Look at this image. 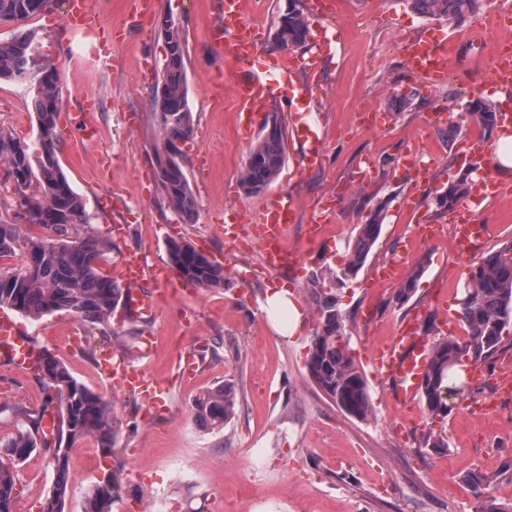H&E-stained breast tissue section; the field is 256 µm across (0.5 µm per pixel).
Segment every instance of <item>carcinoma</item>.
Segmentation results:
<instances>
[{
	"mask_svg": "<svg viewBox=\"0 0 512 512\" xmlns=\"http://www.w3.org/2000/svg\"><path fill=\"white\" fill-rule=\"evenodd\" d=\"M62 0H0V23H22L49 12ZM411 7L426 17L459 20L477 12L480 0H408ZM163 15L161 34L167 55L162 78L150 99L153 119L161 143L154 157L158 177L168 205L186 224L196 221L198 204L184 170L182 154L174 155L170 145L186 142L194 130L186 84L188 48L183 28L167 22ZM308 21L295 7L280 16L270 49L288 52L305 44ZM35 36L20 29L13 38L0 40V81L20 83L32 77L30 105L39 131L40 153L30 151L28 143L0 128V163L13 179L20 206L25 208L24 224L0 222V260L21 257L18 268L0 267V308H10L29 316L42 317L65 310L75 314L88 330L105 334L110 317L125 304V289L101 270L110 241L91 233L79 240L64 235L73 226L88 223L86 202L70 185L58 156L57 131L62 88L56 66L45 55L34 51ZM466 115L490 132L496 126V109L480 99L469 100ZM286 128L280 113L264 118L262 135L252 147L241 175L248 191L268 186L281 174L286 163ZM469 174L437 191L436 210L449 212L466 193ZM383 207H374L370 218L359 227L347 261L339 268L313 272L306 282L311 307L318 315L311 339L307 368L315 384L349 417L366 421L373 413L368 383L359 370L350 346L351 334L346 314L340 306L339 290L357 275L375 245L382 226ZM44 228L59 236L56 242L23 230V225ZM172 266L186 283L199 288L224 287V267L198 251L186 240H173L168 246ZM424 272L419 267L396 293V303L408 302L416 281ZM458 320L466 341L456 336H437L429 342V360L419 386V398L430 420L445 419L452 403L464 398L465 390L452 385L453 375L464 359L487 360L503 344V333L512 324V242L495 249L473 266L458 299ZM39 375L60 396L58 410L49 399L37 414H27L28 427L0 445V512H12L16 491L14 464L39 446L54 445L55 480L40 512H64L70 485L68 455L61 444L73 445L93 437L104 448L114 447L116 431L109 402L101 394L77 382L66 366L47 351L37 354ZM236 396L225 384L202 393L193 406L195 421L203 427H224L235 413ZM55 413L54 441L37 440L46 413ZM499 478L512 480V458L490 476L479 471L466 476L476 499L475 512H512V503L487 499L485 490ZM121 486V474L114 469L103 473L90 488L83 512H112Z\"/></svg>",
	"mask_w": 512,
	"mask_h": 512,
	"instance_id": "carcinoma-1",
	"label": "carcinoma"
}]
</instances>
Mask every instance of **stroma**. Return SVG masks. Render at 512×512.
I'll return each mask as SVG.
<instances>
[{"instance_id":"obj_1","label":"stroma","mask_w":512,"mask_h":512,"mask_svg":"<svg viewBox=\"0 0 512 512\" xmlns=\"http://www.w3.org/2000/svg\"><path fill=\"white\" fill-rule=\"evenodd\" d=\"M212 0H157L153 14L138 26L126 24L122 0H93L105 27L121 31L113 41L105 70L88 67L77 56L83 40L61 21L63 7L25 21L55 64L62 87L61 113L79 108L84 98L97 101L87 120L98 130L88 142L59 122L63 143L60 165L72 188L86 202V231L110 239L109 266L126 254H141L148 268L169 265V240H189L207 256L224 253L227 244L218 227L227 210L256 214L260 204L288 194L298 204L297 222L288 244L304 250L301 264L265 271L259 249L235 253L224 266L220 288H198L174 280L160 296L156 313L136 322L124 309L112 316L106 335L89 334L78 318L61 310L40 318L9 308L19 335L36 349L50 351L79 383L109 401L116 445L105 450L88 437L67 451L71 472L66 512H82V502L105 470H120L122 488L112 512H142L166 501L170 512H474L475 499L465 484L474 470L497 471L507 454L501 445L512 437V404L496 419H479L455 407L443 429L446 451L426 448V417L399 431L401 406L386 381L369 363L372 345L386 341L414 311L437 298L457 310V298L470 270L457 258L447 237L420 241L422 224L447 226V214L431 203L435 192L466 170L457 146L466 138L496 147L499 131L484 132L475 123L458 128L434 123L437 112L460 113L469 100V83L483 87L482 98L497 110L512 107L490 80L491 58L485 29L495 27L498 0H482L481 8L460 20L436 19L411 10L405 0H341L340 9L326 7L309 16L305 51L323 57L321 87L311 97L323 144L320 168L304 163V147L286 139V164L280 176L249 194L240 173L255 137L237 132L232 94L235 70L221 66L210 38L216 18ZM288 0H243L246 20L261 34L268 50L274 24L288 10ZM182 24L188 42L187 85L194 134L182 146L184 168L198 199L195 223H183L169 208L154 165L153 148L161 140L150 108V94L162 77L166 45L158 33L163 14ZM436 27L460 40L458 63L447 79L422 88L405 69L403 38ZM413 92L411 106L394 111V90ZM24 86L0 82V127L23 137L39 151L36 120ZM386 112L381 130L361 125L358 117ZM415 145L429 162L427 182L412 184L401 166L406 146ZM373 159L370 181L360 187L352 179L364 159ZM500 197L485 201V223L494 225L479 254L512 241V174ZM116 194L111 211L99 209L97 197ZM338 195L335 221L326 225L318 246L305 244L312 209ZM383 205L380 236L357 277L340 292L348 317L354 359L368 380L373 415L365 421L346 416L311 379L308 352L317 317L305 290L309 275L324 267H340L360 224L375 205ZM122 234H113L114 226ZM407 249L402 271L424 273L406 304L395 301L401 280L380 284L374 272L387 256ZM290 291L302 323L289 333L287 313L266 309L268 289ZM110 347L132 366L170 381L172 392L163 411H148L133 394H114L101 375L100 350ZM233 386L236 413L223 428L199 426L192 404L201 392ZM53 391L36 371L0 360V442L10 440L25 414L39 411ZM15 512H39L52 488L55 459L34 450L15 466Z\"/></svg>"}]
</instances>
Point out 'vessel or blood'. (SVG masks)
Returning a JSON list of instances; mask_svg holds the SVG:
<instances>
[{"mask_svg": "<svg viewBox=\"0 0 512 512\" xmlns=\"http://www.w3.org/2000/svg\"><path fill=\"white\" fill-rule=\"evenodd\" d=\"M216 4L219 31L216 43L220 58L229 64L241 62L245 65L244 70L236 75L233 93L240 126L244 133L249 134L273 103L294 99L297 90L294 83L295 67L291 57H269L259 51L257 30L245 20L241 0H216ZM64 20L66 27L94 35L102 46H110L113 40L112 34L102 29L90 0H67ZM455 44L453 37L434 28L410 37L405 56L407 71L413 77L424 80L426 85L440 83L456 60ZM290 118L293 138L308 144L304 155L308 168L319 167L323 154L318 134L305 113L294 112ZM497 187L498 182L490 172L479 173L471 182L468 193L451 212L450 221L456 225L466 247H475L488 235L489 227L482 222L478 203L480 199L495 196ZM296 212L295 201L285 195L262 206L254 219L258 243L284 245L296 222ZM335 212L336 204L331 199L325 200L313 211L308 226L309 241L314 242L321 237L325 224L334 220ZM147 274L160 284L171 277L170 270L166 268L146 272L142 257L136 254L126 256L117 277L131 286ZM418 326L419 322L415 319L402 323L389 343L378 348L372 356L375 370L391 384L394 395L409 414L416 409L418 382L429 350L426 339L419 334ZM0 358L21 368L30 364L29 340L18 335L11 322L5 319L0 321ZM100 358L99 370L110 381L113 391L137 394L142 403L148 406L158 404L169 395L170 388L166 383L150 379L142 370L114 359L110 350H102Z\"/></svg>", "mask_w": 512, "mask_h": 512, "instance_id": "b4317fda", "label": "vessel or blood"}]
</instances>
